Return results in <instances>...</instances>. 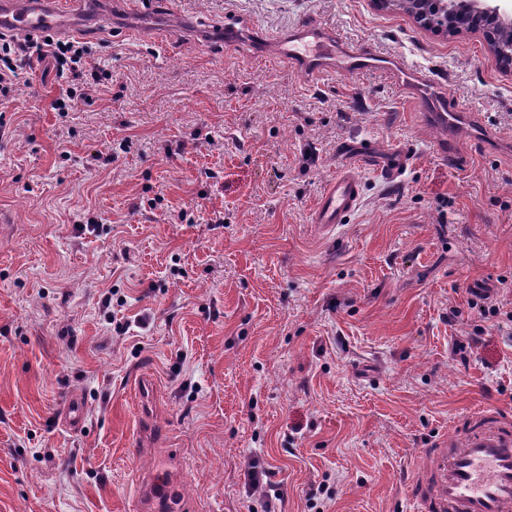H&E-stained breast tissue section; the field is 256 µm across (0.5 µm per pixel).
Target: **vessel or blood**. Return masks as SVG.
Instances as JSON below:
<instances>
[{"label":"vessel or blood","instance_id":"obj_1","mask_svg":"<svg viewBox=\"0 0 512 512\" xmlns=\"http://www.w3.org/2000/svg\"><path fill=\"white\" fill-rule=\"evenodd\" d=\"M66 0H0V32L39 36L75 29ZM277 55L319 76L332 70L337 58L336 40L322 30L298 23L288 37L276 38ZM419 96L434 110V122L445 127L461 116L458 105L433 92L430 75L417 78ZM362 194L360 179L343 166L328 183L314 214L315 228L333 234L353 213ZM407 487L417 512H512V419L494 414L486 426L465 435L439 440L429 460L413 466ZM137 512H188L164 476L150 473L140 479Z\"/></svg>","mask_w":512,"mask_h":512}]
</instances>
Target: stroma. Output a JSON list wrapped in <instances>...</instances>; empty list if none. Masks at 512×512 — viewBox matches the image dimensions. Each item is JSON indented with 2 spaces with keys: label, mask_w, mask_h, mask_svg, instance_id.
<instances>
[{
  "label": "stroma",
  "mask_w": 512,
  "mask_h": 512,
  "mask_svg": "<svg viewBox=\"0 0 512 512\" xmlns=\"http://www.w3.org/2000/svg\"><path fill=\"white\" fill-rule=\"evenodd\" d=\"M126 2L74 0L97 81L72 110L47 61L0 102V512H135L170 456L194 512H412L424 448L512 413V66L375 0ZM300 21L374 67L319 79L260 45ZM400 70L464 121L437 130ZM347 164L360 203L319 234Z\"/></svg>",
  "instance_id": "1"
}]
</instances>
